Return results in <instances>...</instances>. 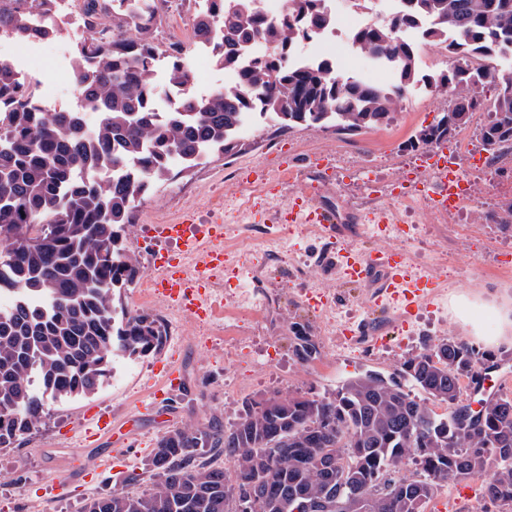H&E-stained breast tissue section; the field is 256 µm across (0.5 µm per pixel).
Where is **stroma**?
<instances>
[{"instance_id": "stroma-1", "label": "stroma", "mask_w": 512, "mask_h": 512, "mask_svg": "<svg viewBox=\"0 0 512 512\" xmlns=\"http://www.w3.org/2000/svg\"><path fill=\"white\" fill-rule=\"evenodd\" d=\"M448 102V96L419 85L409 90L388 124L374 129L343 134L330 126L263 127L258 135L243 136L234 155H216L207 164L173 173L141 198L125 244L147 271L155 225L191 214L223 223L231 239L239 224L287 223L295 198L304 193L355 213L360 223H372L379 209L395 203L369 194L360 167H375L382 184L406 180L420 157L407 149L408 140L436 123ZM486 156L478 146L462 161L471 195L457 219L433 215L424 226V234L447 259L448 281L435 289L431 308L402 320L397 308L376 305L375 284L343 282L332 254L303 280L278 270L265 283L274 308L250 331L254 350L277 349L270 376L254 378L244 367L225 371L224 341L214 334L169 341L158 353L117 365L108 385L96 394L49 404L39 431L16 447L0 449V471L13 477L12 484L0 485V512H28L34 502L40 512H84L90 498L118 488L143 493L155 479L148 466L153 448L167 430L189 422L200 426L214 416L235 422L245 401L277 391L322 393L369 369L394 371L403 356L419 352L431 339L448 336L472 344L477 337L497 334L495 309L512 308V227H502L494 216L512 203V165L483 170L479 161ZM256 184L261 190L254 208L242 213L240 197ZM309 291L334 297L341 310L353 301L365 303L363 323L385 327L390 347L337 351L327 370L317 360L299 362L293 352L295 331L315 336L321 328L318 312L305 298ZM160 361L177 368L184 383L168 393L159 417L142 406L163 379L156 368ZM93 407L109 413L116 428L134 420V433L124 441L108 433L86 438L84 414ZM483 503V480L472 477L438 490L426 512H478Z\"/></svg>"}]
</instances>
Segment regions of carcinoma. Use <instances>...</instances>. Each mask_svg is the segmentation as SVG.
I'll return each mask as SVG.
<instances>
[{"label":"carcinoma","mask_w":512,"mask_h":512,"mask_svg":"<svg viewBox=\"0 0 512 512\" xmlns=\"http://www.w3.org/2000/svg\"><path fill=\"white\" fill-rule=\"evenodd\" d=\"M83 35L90 40L73 66L75 86L95 111L47 112L0 64V244L23 303L0 312V448H13L43 425L48 401L96 393L122 359L163 349L165 326L149 313H131L121 291L141 277L135 254L123 245L136 202L171 173L172 156L186 167L208 153L239 145L244 116L259 111L282 128L331 125L357 132L388 122L417 80V52L398 32L425 26L429 43L483 63L441 75L438 91L453 87L454 104L420 129L413 149L447 141L484 105L479 132L493 152L512 143V75L489 59L512 51V0H402L388 22L370 20L353 36L356 49L385 61L398 81L390 87L337 77L328 59L311 67L289 61L294 47L330 22L322 0H288L277 21L255 0H208L193 16L195 32L213 38L224 69L252 43L272 52L239 71L236 83L214 93L192 91V70L172 53L167 82L182 89L168 112L152 60L157 46L150 12L134 33L111 43L94 38L111 0H85ZM57 0H0V37L25 42L59 27H40ZM124 168V181L97 177ZM39 214L45 224H33ZM302 363L320 355L310 334L294 336ZM494 356L452 337L438 338L403 358L386 374L367 370L322 394L276 393L246 402L231 425L211 418L158 438L149 466L158 480L140 495L114 490L91 499L84 512H425L442 487L484 478L481 512H512V394L498 392L474 410L461 400V378L477 382ZM444 408L439 414L436 408ZM209 452L231 462V472L199 463ZM248 490L251 500L242 501Z\"/></svg>","instance_id":"1"}]
</instances>
